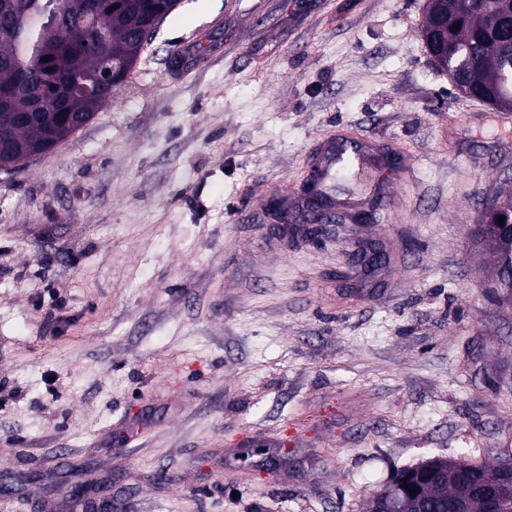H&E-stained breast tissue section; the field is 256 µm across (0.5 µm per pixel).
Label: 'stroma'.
Here are the masks:
<instances>
[{
  "instance_id": "obj_1",
  "label": "stroma",
  "mask_w": 512,
  "mask_h": 512,
  "mask_svg": "<svg viewBox=\"0 0 512 512\" xmlns=\"http://www.w3.org/2000/svg\"><path fill=\"white\" fill-rule=\"evenodd\" d=\"M423 6L179 0L107 106L0 172V512L100 479L110 512H364L423 458L512 455V305L472 236L512 112L433 64ZM343 132L377 163L336 199L387 222L272 238Z\"/></svg>"
}]
</instances>
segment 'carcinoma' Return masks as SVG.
Wrapping results in <instances>:
<instances>
[{"label": "carcinoma", "instance_id": "obj_1", "mask_svg": "<svg viewBox=\"0 0 512 512\" xmlns=\"http://www.w3.org/2000/svg\"><path fill=\"white\" fill-rule=\"evenodd\" d=\"M440 3L448 11L444 67L471 90L490 97L512 94V38H506L512 0ZM176 5L177 0H0V89L16 90L11 105L0 107V135L12 158L37 148L47 153L92 119L112 100V86L80 91L74 85L110 72L126 77L146 41L137 32ZM32 110V121H13L12 113ZM322 220L318 206L296 215V223L308 225L311 236ZM433 467L442 475L421 483L415 495L403 488L408 476ZM469 469L488 488L512 470V457L492 467L430 458L394 477L370 500L369 512H420L425 505L444 512L462 488V471Z\"/></svg>", "mask_w": 512, "mask_h": 512}]
</instances>
